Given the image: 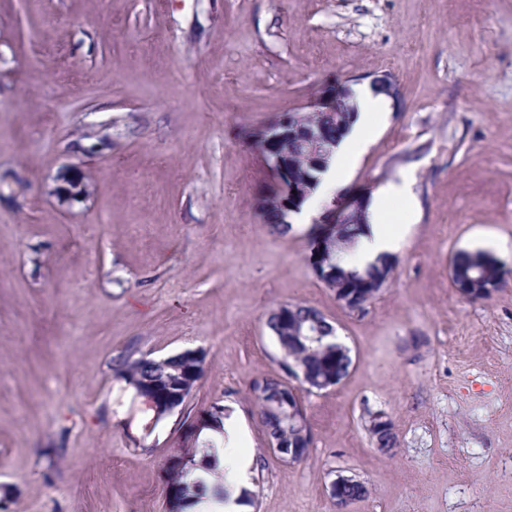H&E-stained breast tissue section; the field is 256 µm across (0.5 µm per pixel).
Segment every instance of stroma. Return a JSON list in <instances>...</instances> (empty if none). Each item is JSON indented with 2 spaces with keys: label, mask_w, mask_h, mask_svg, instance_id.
<instances>
[{
  "label": "stroma",
  "mask_w": 512,
  "mask_h": 512,
  "mask_svg": "<svg viewBox=\"0 0 512 512\" xmlns=\"http://www.w3.org/2000/svg\"><path fill=\"white\" fill-rule=\"evenodd\" d=\"M387 78L347 183L413 202L390 200L409 232L360 313L310 267L311 225L262 221L273 175L244 131L319 83ZM86 133L106 137L91 155ZM70 164L92 189L64 209ZM464 249L503 265L489 299L454 288ZM281 305L319 310L352 357L302 393L295 463L251 391L279 369ZM129 345L203 352L188 406L240 418L252 512H336L340 474L368 488L349 512H512V0H0V512H167L188 424L133 445L151 413L109 369Z\"/></svg>",
  "instance_id": "stroma-1"
}]
</instances>
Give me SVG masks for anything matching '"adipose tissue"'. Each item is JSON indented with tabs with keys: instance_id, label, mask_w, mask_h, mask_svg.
Listing matches in <instances>:
<instances>
[{
	"instance_id": "1",
	"label": "adipose tissue",
	"mask_w": 512,
	"mask_h": 512,
	"mask_svg": "<svg viewBox=\"0 0 512 512\" xmlns=\"http://www.w3.org/2000/svg\"><path fill=\"white\" fill-rule=\"evenodd\" d=\"M358 116L349 133L336 150L335 157L317 192L304 205L303 215L315 217L320 212L323 199L340 189L345 178L360 155L363 147L371 140L375 132V122L388 110V101L384 95L368 90L361 91L357 97ZM388 196L372 200L370 204L371 224L361 238L354 256L357 265H364L381 255L398 252L404 242L406 227L392 221L388 206ZM228 444L221 449L224 459V491L228 497L224 512H250V506L244 495L249 486L251 455L240 451L243 439L241 426L228 425L224 428Z\"/></svg>"
}]
</instances>
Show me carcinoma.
I'll return each mask as SVG.
<instances>
[{
	"instance_id": "obj_1",
	"label": "carcinoma",
	"mask_w": 512,
	"mask_h": 512,
	"mask_svg": "<svg viewBox=\"0 0 512 512\" xmlns=\"http://www.w3.org/2000/svg\"><path fill=\"white\" fill-rule=\"evenodd\" d=\"M357 109L355 96L348 94L336 103L334 112H305L302 126L320 132L321 144L329 149L333 157L339 138L350 128ZM282 114L278 113L246 131L254 148H259L256 137L279 125ZM288 159V170L295 180V190L303 199H308L320 186L324 172L316 168V155L305 139L296 136L283 145ZM259 212L266 216V223L273 232L286 234L291 225L285 223L283 207L276 195L259 199ZM369 225V213L351 218L345 224L331 225L329 233L318 247H310L309 260H318L320 274L330 288H353L363 293L379 291L381 279L391 274L392 262L380 256L363 267L353 266L349 255L358 238ZM453 262L457 277L453 283L476 282L493 285L503 280V270L494 259L482 251H458ZM325 326L330 323L315 308L301 305H282L273 310L267 319L279 349L278 365L282 373L262 378V392L254 394L259 407L265 434L284 443L287 448L308 451L311 436L301 435V430L288 409V389L284 373L293 364L303 376L302 384L308 392H315L321 385L336 377H345L352 364L350 350L328 339V336H309L308 328L316 322ZM204 359L185 355L177 360L154 358L133 348H126L112 356L109 368L112 380L122 388L131 390L134 396L148 404L153 412V425L141 439L148 438L155 426L169 417L171 402L180 397H190L203 373ZM207 423L196 433L178 442L181 452L179 462L173 466L167 482L169 512H185L207 499L205 483L200 478H191L195 469L203 466V460L219 463L218 449L224 447V418L230 414L229 407L219 401L206 409Z\"/></svg>"
}]
</instances>
